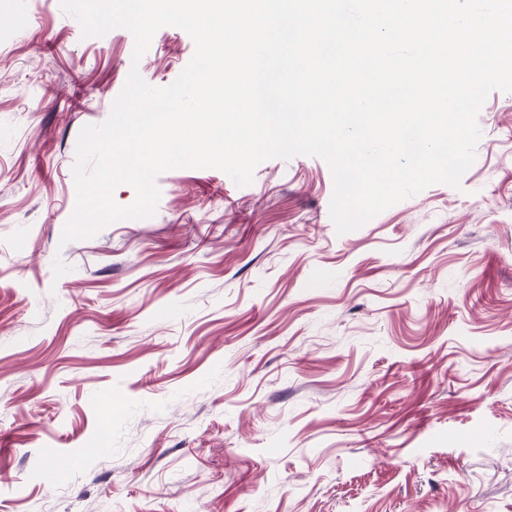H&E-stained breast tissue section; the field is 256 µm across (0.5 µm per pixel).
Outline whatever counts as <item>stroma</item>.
<instances>
[{
    "label": "stroma",
    "mask_w": 512,
    "mask_h": 512,
    "mask_svg": "<svg viewBox=\"0 0 512 512\" xmlns=\"http://www.w3.org/2000/svg\"><path fill=\"white\" fill-rule=\"evenodd\" d=\"M133 48L0 0V512H512V93L459 186L355 231L297 156L61 244L80 130L194 53Z\"/></svg>",
    "instance_id": "obj_1"
}]
</instances>
